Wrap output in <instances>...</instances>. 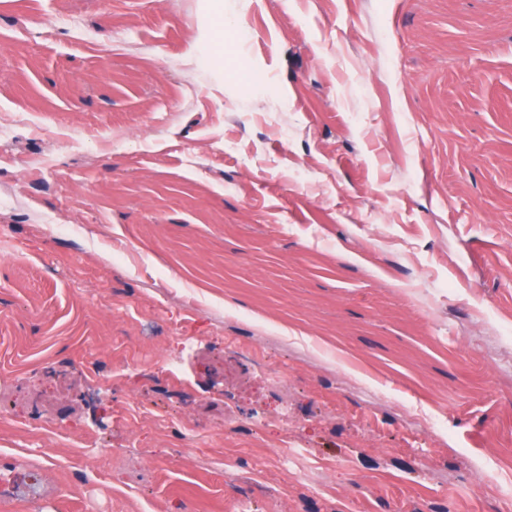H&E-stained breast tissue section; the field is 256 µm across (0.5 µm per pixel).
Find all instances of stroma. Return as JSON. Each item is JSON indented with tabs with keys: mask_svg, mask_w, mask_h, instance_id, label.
I'll list each match as a JSON object with an SVG mask.
<instances>
[{
	"mask_svg": "<svg viewBox=\"0 0 512 512\" xmlns=\"http://www.w3.org/2000/svg\"><path fill=\"white\" fill-rule=\"evenodd\" d=\"M510 323L512 0H0V512H507Z\"/></svg>",
	"mask_w": 512,
	"mask_h": 512,
	"instance_id": "1",
	"label": "stroma"
}]
</instances>
